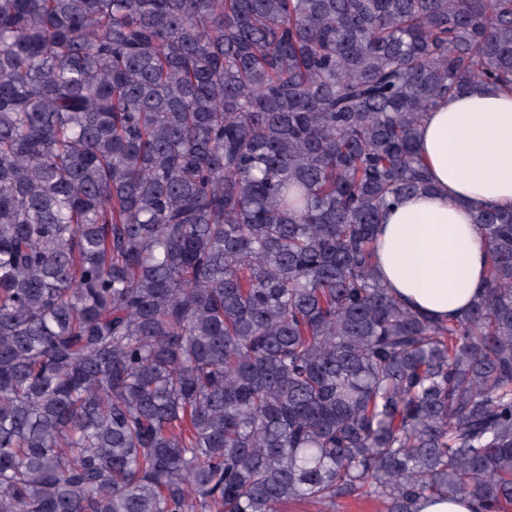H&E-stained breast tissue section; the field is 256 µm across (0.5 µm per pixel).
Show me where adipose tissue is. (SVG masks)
Segmentation results:
<instances>
[{"label":"adipose tissue","instance_id":"ef3b65f1","mask_svg":"<svg viewBox=\"0 0 512 512\" xmlns=\"http://www.w3.org/2000/svg\"><path fill=\"white\" fill-rule=\"evenodd\" d=\"M419 149L432 188L384 213L375 266L408 309L456 321L487 286L476 209L512 210V90L478 82L442 100L420 127Z\"/></svg>","mask_w":512,"mask_h":512}]
</instances>
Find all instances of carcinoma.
Listing matches in <instances>:
<instances>
[{
    "mask_svg": "<svg viewBox=\"0 0 512 512\" xmlns=\"http://www.w3.org/2000/svg\"><path fill=\"white\" fill-rule=\"evenodd\" d=\"M512 0H0V512H512V212L440 324L374 263ZM420 512H481L479 505L470 500H448L446 498L426 500L421 504Z\"/></svg>",
    "mask_w": 512,
    "mask_h": 512,
    "instance_id": "carcinoma-1",
    "label": "carcinoma"
}]
</instances>
